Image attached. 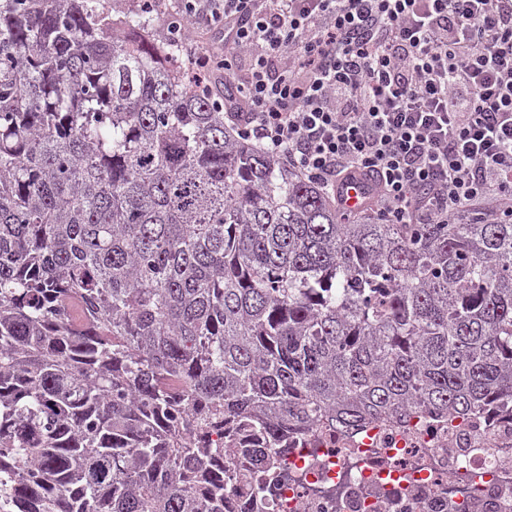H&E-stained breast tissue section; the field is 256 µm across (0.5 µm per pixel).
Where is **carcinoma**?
<instances>
[{"label": "carcinoma", "mask_w": 512, "mask_h": 512, "mask_svg": "<svg viewBox=\"0 0 512 512\" xmlns=\"http://www.w3.org/2000/svg\"><path fill=\"white\" fill-rule=\"evenodd\" d=\"M104 0H0V512H224L322 421L512 403V222L345 217Z\"/></svg>", "instance_id": "obj_1"}]
</instances>
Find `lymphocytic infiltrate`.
Here are the masks:
<instances>
[{"label": "lymphocytic infiltrate", "mask_w": 512, "mask_h": 512, "mask_svg": "<svg viewBox=\"0 0 512 512\" xmlns=\"http://www.w3.org/2000/svg\"><path fill=\"white\" fill-rule=\"evenodd\" d=\"M180 2V35L224 29L195 76L223 58L241 133L332 197L359 176L390 224L512 219V0Z\"/></svg>", "instance_id": "1"}]
</instances>
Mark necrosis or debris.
Here are the masks:
<instances>
[{
	"label": "necrosis or debris",
	"instance_id": "obj_1",
	"mask_svg": "<svg viewBox=\"0 0 512 512\" xmlns=\"http://www.w3.org/2000/svg\"><path fill=\"white\" fill-rule=\"evenodd\" d=\"M278 484L232 478L252 512H512V406L460 418L382 417L289 435Z\"/></svg>",
	"mask_w": 512,
	"mask_h": 512
}]
</instances>
